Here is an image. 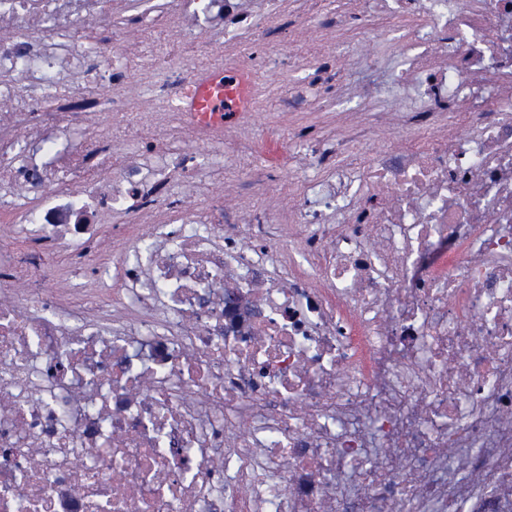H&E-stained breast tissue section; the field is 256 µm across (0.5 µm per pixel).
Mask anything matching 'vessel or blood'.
<instances>
[{"label":"vessel or blood","mask_w":512,"mask_h":512,"mask_svg":"<svg viewBox=\"0 0 512 512\" xmlns=\"http://www.w3.org/2000/svg\"><path fill=\"white\" fill-rule=\"evenodd\" d=\"M248 83L244 72L217 70L199 73L183 96L182 110L192 120L220 126L246 111Z\"/></svg>","instance_id":"b4317fda"}]
</instances>
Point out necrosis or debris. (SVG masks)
<instances>
[{
	"label": "necrosis or debris",
	"mask_w": 512,
	"mask_h": 512,
	"mask_svg": "<svg viewBox=\"0 0 512 512\" xmlns=\"http://www.w3.org/2000/svg\"><path fill=\"white\" fill-rule=\"evenodd\" d=\"M0 223V512H512V0H0ZM251 72L255 87L250 112H246L248 76L232 69L199 73L183 96L181 112L194 121L224 127V132L233 130L243 119L255 124L282 121L286 131H301L308 138L338 128L351 118L349 112H341L342 107L335 112H278L276 101L289 87V74L288 81L281 73L264 75L258 80L255 72ZM258 84H262L265 91H259ZM235 112L244 113L225 125L224 120L227 121Z\"/></svg>",
	"instance_id": "obj_1"
}]
</instances>
